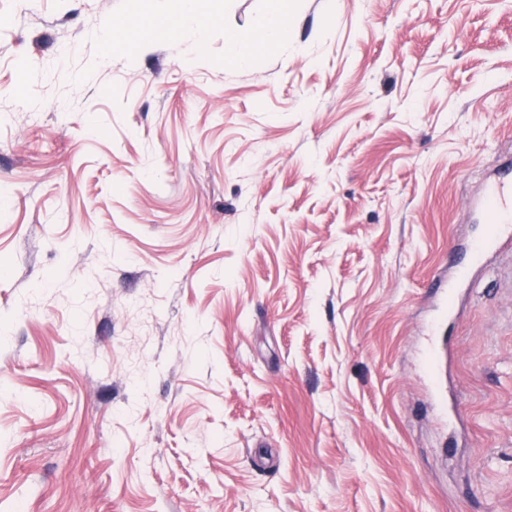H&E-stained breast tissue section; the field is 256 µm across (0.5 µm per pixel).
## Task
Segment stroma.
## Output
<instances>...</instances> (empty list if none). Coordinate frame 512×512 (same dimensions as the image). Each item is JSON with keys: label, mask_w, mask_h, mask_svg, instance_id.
<instances>
[{"label": "stroma", "mask_w": 512, "mask_h": 512, "mask_svg": "<svg viewBox=\"0 0 512 512\" xmlns=\"http://www.w3.org/2000/svg\"><path fill=\"white\" fill-rule=\"evenodd\" d=\"M267 6L0 0V512H512V0ZM181 22L186 27H194L199 32L198 42L202 43L206 37V26L203 22V14L200 0H184ZM288 11L278 3L264 23L250 30L228 29L224 32L229 59L235 65L246 62L257 47H276L288 37ZM475 207L482 221L489 224L486 234L473 240L469 247L476 265L503 237L512 241V155L485 175Z\"/></svg>", "instance_id": "obj_1"}]
</instances>
